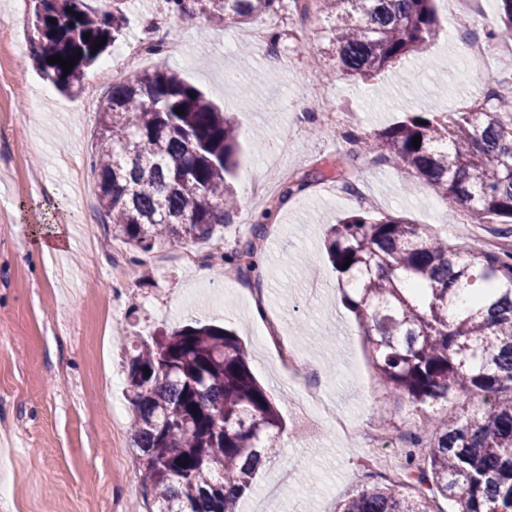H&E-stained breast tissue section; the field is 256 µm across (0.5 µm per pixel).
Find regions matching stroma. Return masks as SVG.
<instances>
[{"instance_id":"obj_1","label":"stroma","mask_w":512,"mask_h":512,"mask_svg":"<svg viewBox=\"0 0 512 512\" xmlns=\"http://www.w3.org/2000/svg\"><path fill=\"white\" fill-rule=\"evenodd\" d=\"M35 0H0V512H145L138 463L131 448L133 408L125 396L127 361L120 339L152 340L185 325H216L235 332L256 379L275 398L282 420L279 458L260 470L239 512H336L364 476L402 462L400 448L375 449L332 432L298 440L299 384L290 382L278 346L262 341L252 300L266 299L268 322H282L283 344L316 364L308 375L325 403L359 430L388 407L398 429L421 425L406 398L386 393L354 314L342 303L337 273L324 259L326 225L365 209L427 224L449 243L477 239L497 244L490 225L461 223L432 186L409 181L403 170L360 155L358 139L407 112H464L460 44L487 36L498 23L497 0L456 30L442 28L423 54L368 82L336 76L324 82L329 102L356 113L349 134H311L321 118L300 123L308 61L327 70L325 22L293 14L271 19L282 34V62L242 40L244 25L203 15L194 26L169 21L161 35L180 41L183 55L143 56L146 30L165 0H126L128 27L91 66L82 86L60 92L36 64ZM164 65L200 89L239 129L240 163L234 188L260 180L262 196L240 203L218 244L193 242L199 254L232 248L254 224L268 232L258 257L264 276L256 286L203 280L187 264L183 244L148 253L113 251L112 227L98 204L90 154L96 107L112 82ZM268 149H257L254 133ZM356 158L355 179L368 201L334 195L337 156ZM308 177L306 189L278 210L269 200L289 179ZM65 228L68 245L44 251L41 240ZM95 235L101 246L88 252ZM105 365L114 386H96Z\"/></svg>"}]
</instances>
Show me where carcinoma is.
<instances>
[{
  "label": "carcinoma",
  "mask_w": 512,
  "mask_h": 512,
  "mask_svg": "<svg viewBox=\"0 0 512 512\" xmlns=\"http://www.w3.org/2000/svg\"><path fill=\"white\" fill-rule=\"evenodd\" d=\"M204 1L230 23L289 7L307 11L299 0L166 3L187 21ZM79 2L38 0L35 10L36 60L62 91L81 85L127 29L119 7L90 14ZM314 2L330 20L331 72L349 79L375 78L426 51L440 32L436 0ZM499 3L489 38L512 39V0ZM77 53L67 74L47 62ZM504 112L512 115V102L499 96L492 108L452 116L414 112L361 144L425 180L450 207L468 208L473 223L501 225L498 235L509 238L512 123L501 121ZM99 128L92 163L112 239L148 253L161 242L208 241L224 227L236 200L237 129L195 86L163 68L114 83ZM262 233L255 225L254 238L224 251L217 269L251 275ZM325 246L381 384L434 412L427 431L405 438L403 479L362 485L337 512H442L440 500L449 512H512V249L476 240L450 245L426 224L366 211L331 225ZM462 290L471 304L456 309ZM131 349L132 448L150 512H237L259 467L279 456L280 433L272 396L241 342L219 326H184ZM459 396L479 403L449 406Z\"/></svg>",
  "instance_id": "obj_1"
}]
</instances>
